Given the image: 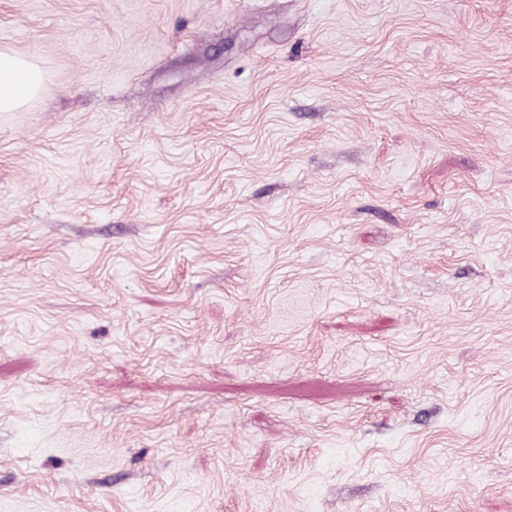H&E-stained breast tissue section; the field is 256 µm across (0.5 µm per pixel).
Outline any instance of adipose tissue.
Listing matches in <instances>:
<instances>
[{
  "label": "adipose tissue",
  "instance_id": "obj_1",
  "mask_svg": "<svg viewBox=\"0 0 512 512\" xmlns=\"http://www.w3.org/2000/svg\"><path fill=\"white\" fill-rule=\"evenodd\" d=\"M44 80L43 70L31 58L0 51V112L27 105L40 93Z\"/></svg>",
  "mask_w": 512,
  "mask_h": 512
}]
</instances>
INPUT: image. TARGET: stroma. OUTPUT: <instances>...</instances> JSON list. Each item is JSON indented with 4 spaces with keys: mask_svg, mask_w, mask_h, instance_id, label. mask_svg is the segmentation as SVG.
<instances>
[{
    "mask_svg": "<svg viewBox=\"0 0 512 512\" xmlns=\"http://www.w3.org/2000/svg\"><path fill=\"white\" fill-rule=\"evenodd\" d=\"M0 512H512V0H0ZM43 70L31 58L13 51H0V112H13L40 93Z\"/></svg>",
    "mask_w": 512,
    "mask_h": 512,
    "instance_id": "1",
    "label": "stroma"
}]
</instances>
